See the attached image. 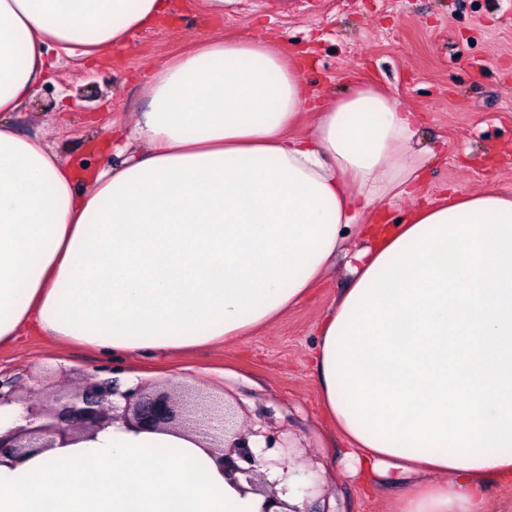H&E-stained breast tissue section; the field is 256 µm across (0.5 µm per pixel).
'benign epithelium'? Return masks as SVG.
<instances>
[{"label":"benign epithelium","instance_id":"benign-epithelium-1","mask_svg":"<svg viewBox=\"0 0 512 512\" xmlns=\"http://www.w3.org/2000/svg\"><path fill=\"white\" fill-rule=\"evenodd\" d=\"M26 425L0 432V459L20 458L29 448H52L81 435L93 434L117 421L147 431L193 432L208 441L224 475L233 480L244 476L249 490L276 498L275 483L262 469L282 466L289 446L279 437L257 430L264 449L281 448L280 458L256 454L248 435L235 427V411L224 401L197 392L173 396L149 392L143 384L124 391L114 381L93 382L81 390L53 401L25 403Z\"/></svg>","mask_w":512,"mask_h":512}]
</instances>
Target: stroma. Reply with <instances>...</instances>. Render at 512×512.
<instances>
[{
  "mask_svg": "<svg viewBox=\"0 0 512 512\" xmlns=\"http://www.w3.org/2000/svg\"><path fill=\"white\" fill-rule=\"evenodd\" d=\"M171 15L110 49L104 62L47 74L10 121L70 164L100 171L99 146L146 111L155 69L211 39L277 42L315 94L341 97L368 85L418 112L429 155L414 196L381 204L386 223L407 222L421 202L448 193L512 194V0H232L220 16L202 0H175ZM347 257L298 306L254 334L189 353L110 360L90 347L29 333L0 346V381L18 396H46L109 378L175 392L190 384L224 398L242 432L290 440L299 470L317 474L307 512H388L393 487L366 493L351 475L348 445L322 403L310 362L318 325L350 286Z\"/></svg>",
  "mask_w": 512,
  "mask_h": 512,
  "instance_id": "obj_1",
  "label": "stroma"
}]
</instances>
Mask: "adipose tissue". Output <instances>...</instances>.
Returning a JSON list of instances; mask_svg holds the SVG:
<instances>
[{
  "instance_id": "obj_1",
  "label": "adipose tissue",
  "mask_w": 512,
  "mask_h": 512,
  "mask_svg": "<svg viewBox=\"0 0 512 512\" xmlns=\"http://www.w3.org/2000/svg\"><path fill=\"white\" fill-rule=\"evenodd\" d=\"M167 0H0V114L52 62L96 59ZM149 109L75 174L0 121V345L34 330L107 355L197 350L298 304L345 237L424 168L417 117L363 86L313 103L270 40H215L166 60ZM307 137L288 130L306 107ZM322 321V401L390 512H487L512 473V196L418 207L357 253ZM181 432L115 423L0 463V512H265Z\"/></svg>"
}]
</instances>
